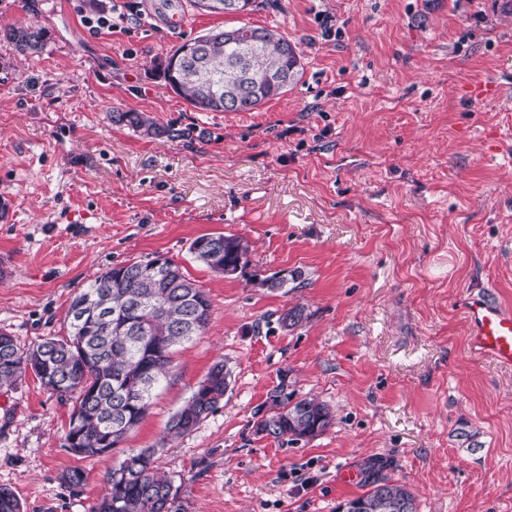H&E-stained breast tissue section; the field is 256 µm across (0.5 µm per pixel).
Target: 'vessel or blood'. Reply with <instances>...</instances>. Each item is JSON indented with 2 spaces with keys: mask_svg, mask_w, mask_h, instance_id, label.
Returning a JSON list of instances; mask_svg holds the SVG:
<instances>
[{
  "mask_svg": "<svg viewBox=\"0 0 512 512\" xmlns=\"http://www.w3.org/2000/svg\"><path fill=\"white\" fill-rule=\"evenodd\" d=\"M465 310L470 324V346L500 365L512 367V310L487 293L470 292Z\"/></svg>",
  "mask_w": 512,
  "mask_h": 512,
  "instance_id": "1",
  "label": "vessel or blood"
}]
</instances>
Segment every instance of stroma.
<instances>
[{
  "label": "stroma",
  "instance_id": "35a3bbf8",
  "mask_svg": "<svg viewBox=\"0 0 512 512\" xmlns=\"http://www.w3.org/2000/svg\"><path fill=\"white\" fill-rule=\"evenodd\" d=\"M99 3L112 30L88 26L86 0H0V28L51 33L27 58L0 39V331L67 337L94 273L154 253L206 290L210 323L107 455L64 448L73 403L34 375L0 390V487L23 512H91L123 451L154 447L184 512H336L374 477L406 483L417 512H512V368L470 351L461 306L475 289L512 306V15L493 0H270L245 18ZM244 21L297 43L288 93L201 112L166 87L173 47ZM480 81L502 90L469 99ZM117 110L196 135L147 139ZM218 234L250 242L243 272L190 253ZM276 273L293 288L260 287ZM220 360V409L162 443ZM283 375L330 407L323 434L254 435ZM73 468L76 491L60 480Z\"/></svg>",
  "mask_w": 512,
  "mask_h": 512
}]
</instances>
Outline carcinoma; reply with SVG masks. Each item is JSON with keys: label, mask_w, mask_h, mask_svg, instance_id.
Wrapping results in <instances>:
<instances>
[{"label": "carcinoma", "mask_w": 512, "mask_h": 512, "mask_svg": "<svg viewBox=\"0 0 512 512\" xmlns=\"http://www.w3.org/2000/svg\"><path fill=\"white\" fill-rule=\"evenodd\" d=\"M260 26L248 23L232 28L234 41L223 32L203 34L183 42L169 54L162 76L166 84L195 109L204 112H247L288 92L300 75L296 43L285 35L263 41ZM0 35L22 56L40 53L48 31L32 24L10 25ZM244 90L251 103L224 105L229 86ZM112 122L149 138L182 140L192 131L158 123L146 112L116 111ZM190 252L210 270L245 269L251 245L234 235H203ZM161 265H156L158 260ZM106 301V312L90 311L78 319L73 309ZM67 316L69 336L48 337L25 348L13 336L0 332V389L19 383L32 372L41 385L59 397L76 395L63 446L72 454L96 457L112 452L142 421L155 388L167 378L177 345L206 332L211 303L204 288L187 278L173 260L160 255L113 266L96 275L72 299ZM228 372L216 363L185 405L171 418L164 440L193 432L224 401ZM271 408L261 425L277 440L296 443L312 439L333 424L330 408L314 397L284 392L278 384L269 393ZM156 449H130L106 476V488L93 512H183V484L162 475L155 466ZM417 512L410 488L389 479H374L368 489L346 503L360 512H398L390 503ZM0 512H22L16 495L0 487Z\"/></svg>", "instance_id": "obj_1"}]
</instances>
